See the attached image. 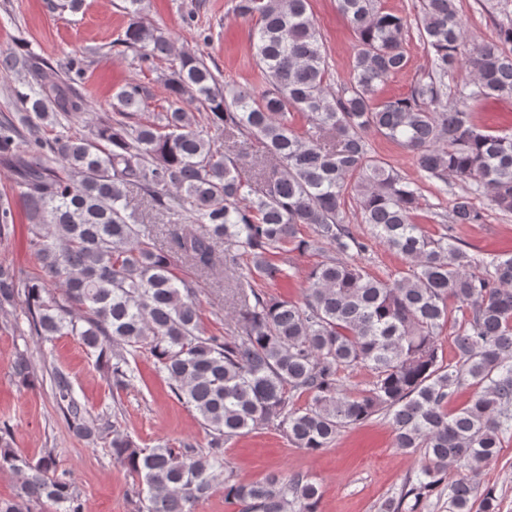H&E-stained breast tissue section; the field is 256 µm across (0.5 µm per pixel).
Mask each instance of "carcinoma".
I'll return each instance as SVG.
<instances>
[{"mask_svg":"<svg viewBox=\"0 0 512 512\" xmlns=\"http://www.w3.org/2000/svg\"><path fill=\"white\" fill-rule=\"evenodd\" d=\"M144 0H125L129 17L122 43L142 62L169 55L171 42L143 18ZM358 36L348 80L336 92L327 79L309 0H237L235 10L256 21L253 57L268 88L261 96L234 84L197 56L184 53L165 80L169 109L142 122V86L113 95V113L87 135L64 133L87 111L75 87L84 60L69 59L67 76L43 82L49 62L30 51L0 53V67L28 72L16 91L23 111L0 118V164L14 174L28 221L29 247L44 278L20 266H0V308L23 300L27 332L50 341L73 335L124 389L137 378L130 357L149 349L171 392L198 415L208 448L190 444L139 448L121 430L113 400L108 441L112 459L135 475L137 512H194L224 475V493L241 512H319L321 495L301 473L245 482L224 463V445L251 430L273 427L309 454L330 447L340 431L382 412L396 447L425 463L380 512H422L432 495L448 492V512H499L492 488L479 489L483 468L512 435V252L470 255L450 233L479 224L473 199L486 195L512 213V126L483 131L474 109L512 101V23L493 21L496 38L470 42L453 0H421L416 24L432 51L430 70L408 94L381 99L392 76L404 72L407 21L381 0H336ZM466 69L471 79L458 74ZM206 111L205 130L193 110ZM309 128L295 131L288 115ZM61 131L49 139L42 126ZM246 136L236 156H221L208 131ZM397 142L431 179L461 183L452 194L441 233L415 222L420 187L370 154L367 134ZM277 165L246 175L252 144ZM168 219L136 224L130 195ZM372 236L408 261V269L380 279L342 259L368 244L350 226L346 199ZM196 229L178 233L174 225ZM14 203L0 198V241L14 236ZM311 235L301 236L302 228ZM168 234L173 251L154 248ZM225 245V252L218 245ZM322 257L308 272L298 301L271 299L258 281H288V256ZM247 257V272L232 292L241 296L234 330L206 336L197 283L174 273L177 261L199 277L219 263ZM450 329L455 360L439 354ZM363 366L366 387L344 386L342 373ZM19 382L42 381L25 352L13 362ZM50 383L59 411L79 436L100 437L68 376ZM471 399L450 409L461 388ZM0 430V472L18 476L15 495L0 512H29L46 500L56 512H83L54 451L35 463L15 451ZM461 471L452 478L449 471ZM412 503H407V499Z\"/></svg>","mask_w":512,"mask_h":512,"instance_id":"cac0c4a2","label":"carcinoma"}]
</instances>
